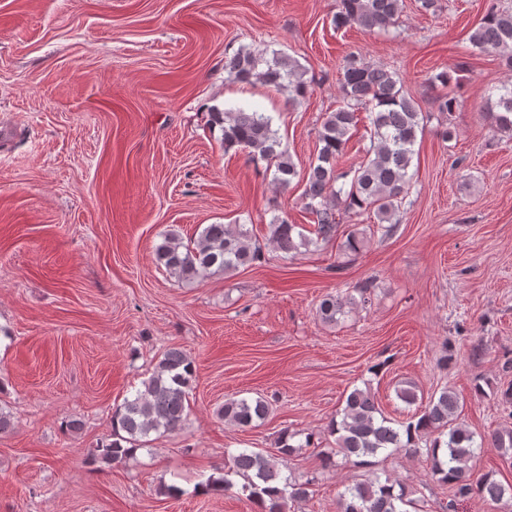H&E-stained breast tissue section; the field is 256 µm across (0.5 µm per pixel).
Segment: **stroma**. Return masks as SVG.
<instances>
[{"label":"stroma","instance_id":"obj_1","mask_svg":"<svg viewBox=\"0 0 512 512\" xmlns=\"http://www.w3.org/2000/svg\"><path fill=\"white\" fill-rule=\"evenodd\" d=\"M439 3L403 0L394 27L366 32L333 26L336 0H0V406L14 417L0 433V512H256L241 478L213 495L194 487L220 475L227 450L275 451L286 430L313 437L285 461L309 484L291 512H340L344 484L369 471L322 467L319 452L357 387L403 420L400 385L425 397L446 386L475 435L512 427V134L491 125L485 96L512 68L468 41L490 5L512 0ZM240 49L290 55L313 92L292 106L228 79L224 58ZM352 53L395 70L429 115L396 232L341 270L337 244L286 257L266 245L252 266L172 278L154 254L164 232L187 242L243 224L266 244L275 215L312 224L303 183L272 185L225 149L209 114L271 113L306 170ZM459 63L460 84H431ZM447 93L457 104L442 113ZM368 280L370 301L348 319L317 316L325 295ZM171 347L195 367L183 429L123 465L89 462ZM256 395L273 405L260 426L218 417L225 399ZM376 467L425 512H448L453 491L424 456Z\"/></svg>","mask_w":512,"mask_h":512}]
</instances>
